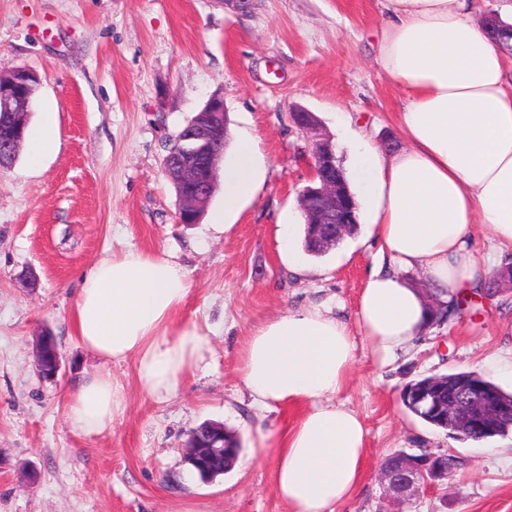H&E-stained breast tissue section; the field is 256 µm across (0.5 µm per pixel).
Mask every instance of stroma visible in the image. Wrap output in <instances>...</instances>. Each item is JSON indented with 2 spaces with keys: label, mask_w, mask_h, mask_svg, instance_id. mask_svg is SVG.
I'll return each instance as SVG.
<instances>
[{
  "label": "stroma",
  "mask_w": 512,
  "mask_h": 512,
  "mask_svg": "<svg viewBox=\"0 0 512 512\" xmlns=\"http://www.w3.org/2000/svg\"><path fill=\"white\" fill-rule=\"evenodd\" d=\"M386 0H0V72L40 77L29 116L55 149L39 165L27 150L0 168V512H285L257 430H279L298 410L257 409L237 372L255 326L311 301L353 313L372 264L364 233L325 255L281 254L279 225L303 222L300 191L311 155L291 112H313L341 164L356 136L398 139L401 93L376 61ZM230 134L256 142L259 187L233 213L216 188L195 224L178 219L164 170L169 143L212 95ZM227 232L214 230L216 217ZM172 256L187 271L181 318L213 329L179 393L141 395L132 362L109 365L125 403L110 429L72 432L73 383L103 368L80 346L70 313L80 273L112 252ZM55 336L56 379L42 378L36 343ZM512 356V290L465 306L383 366L364 338L341 392L367 429L362 482L335 512H386L378 470L386 456L427 448L455 457L436 492L409 512H512V435L461 440L408 412L414 378L476 371ZM223 424L240 441L239 465L211 481L184 462L190 433Z\"/></svg>",
  "instance_id": "35a3bbf8"
}]
</instances>
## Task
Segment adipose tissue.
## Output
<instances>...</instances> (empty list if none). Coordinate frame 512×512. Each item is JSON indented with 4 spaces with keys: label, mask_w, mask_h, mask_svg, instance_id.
Listing matches in <instances>:
<instances>
[{
    "label": "adipose tissue",
    "mask_w": 512,
    "mask_h": 512,
    "mask_svg": "<svg viewBox=\"0 0 512 512\" xmlns=\"http://www.w3.org/2000/svg\"><path fill=\"white\" fill-rule=\"evenodd\" d=\"M387 11L377 62L404 94L403 144L393 152L363 144L351 156L374 247L355 315L324 303L286 311L256 328L239 354L254 406L303 408L290 427L258 435L288 512H334L361 483L366 430L337 396L354 363L355 334L389 363L429 333L426 298L406 273H419L440 301L476 299L512 245V52L484 32L467 0H388ZM255 157L253 138L237 141L224 165L225 211L253 194ZM476 224L492 237L484 255L472 244ZM189 292L175 260L112 253L80 278L74 334L103 363L133 361L145 396H174L209 345L207 333L180 317ZM122 407L120 388L98 371L73 388L66 421L97 435Z\"/></svg>",
    "instance_id": "adipose-tissue-1"
}]
</instances>
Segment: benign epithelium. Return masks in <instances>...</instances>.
Instances as JSON below:
<instances>
[{
    "mask_svg": "<svg viewBox=\"0 0 512 512\" xmlns=\"http://www.w3.org/2000/svg\"><path fill=\"white\" fill-rule=\"evenodd\" d=\"M31 77L33 73L26 68L0 73V112L11 117L10 125L0 130V138L8 143L22 139L27 127L30 109L27 84ZM293 120L311 146L313 185L299 194L300 209L305 223L315 229L321 247L330 248L355 218L353 197L349 185L336 177L335 150L314 114L300 110L293 113ZM228 133L224 99L213 97L179 134L178 142L187 144L185 151H167L164 167L176 189L178 215L182 216L180 223H197L209 202L219 155L215 144L226 140ZM36 362L45 377L54 378L61 371V355L53 336L44 335L39 339ZM436 390L437 381L431 380L409 388L406 395L413 396L415 406L439 416L445 429L458 438L469 440L472 432L491 431L512 417V402L501 400L476 372L448 385L446 400L436 396ZM186 448L191 470L205 474L224 471V426L211 425L203 438L190 434ZM437 459V454L426 449L419 454L395 453L382 462L380 483L384 499L391 505L390 512H407L405 506L410 501L448 477L451 469L441 467Z\"/></svg>",
    "mask_w": 512,
    "mask_h": 512,
    "instance_id": "benign-epithelium-1",
    "label": "benign epithelium"
}]
</instances>
